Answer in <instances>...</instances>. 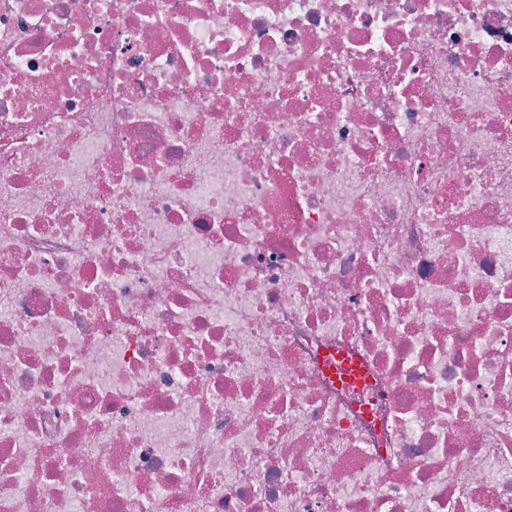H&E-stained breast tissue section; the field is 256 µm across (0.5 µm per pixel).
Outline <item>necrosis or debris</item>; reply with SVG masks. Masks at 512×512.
<instances>
[{"label": "necrosis or debris", "instance_id": "obj_1", "mask_svg": "<svg viewBox=\"0 0 512 512\" xmlns=\"http://www.w3.org/2000/svg\"><path fill=\"white\" fill-rule=\"evenodd\" d=\"M0 512H512V0H0Z\"/></svg>", "mask_w": 512, "mask_h": 512}]
</instances>
